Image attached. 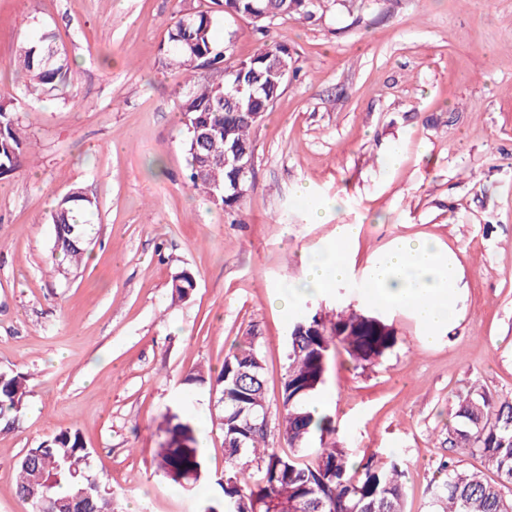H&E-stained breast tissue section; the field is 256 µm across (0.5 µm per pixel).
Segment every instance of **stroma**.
I'll list each match as a JSON object with an SVG mask.
<instances>
[{"label":"stroma","mask_w":512,"mask_h":512,"mask_svg":"<svg viewBox=\"0 0 512 512\" xmlns=\"http://www.w3.org/2000/svg\"><path fill=\"white\" fill-rule=\"evenodd\" d=\"M210 0H0V100L25 133L20 167L0 178V371L29 394L0 421V512H28L16 465L28 448L79 430L112 512H199L220 499L224 434L208 386L246 336L261 337L269 431L280 439L288 333L304 310L327 321L371 310L365 268L393 241L432 237L460 262L456 319L435 343L407 309L381 310L396 337L375 363L335 346L321 394L334 434L359 462L400 460L405 512H431L448 457L452 404L472 386L512 401V0H336L321 20L275 21L298 73L253 134L255 176L239 211L194 193L178 103L183 78L155 67L181 14ZM54 33L73 94L41 99L15 78L22 41ZM215 36L236 58L263 43L242 18ZM95 198L81 267L51 273V212L71 188ZM359 225L350 278L284 310L301 254L337 225ZM190 270V299L171 303ZM205 438V473L185 491L159 468L173 416ZM196 286L194 275L183 270L176 275L170 285V299L172 303H177L189 298Z\"/></svg>","instance_id":"obj_1"}]
</instances>
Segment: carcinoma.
I'll use <instances>...</instances> for the list:
<instances>
[{
    "instance_id": "cac0c4a2",
    "label": "carcinoma",
    "mask_w": 512,
    "mask_h": 512,
    "mask_svg": "<svg viewBox=\"0 0 512 512\" xmlns=\"http://www.w3.org/2000/svg\"><path fill=\"white\" fill-rule=\"evenodd\" d=\"M226 17L249 21L260 34L277 19H316L320 0H211ZM213 11L182 15L167 31L158 66L178 71L191 81L202 69L223 75V84L205 81L181 98L178 110L184 126H201L213 142L201 146L187 132L190 187L215 205L233 210L242 195L235 190V173L224 160V149H253V121L249 113L269 106L281 93L280 69L294 71L295 60L287 45L265 44L245 59L231 56L228 46L213 38ZM70 63L54 37L21 43L16 74L33 93H64L70 85ZM23 140L19 120L7 102L0 101V176L21 161ZM97 208V200L73 188L56 203L51 214L55 238L53 252L71 265L79 264L91 241L89 225L77 216ZM196 286L184 270L170 285L171 302L189 298ZM339 344L358 363H372L395 344L390 325L377 316L351 312L328 325L321 313L308 311L293 324L288 337V366L281 382L280 436L293 449L285 455L269 446V432L248 428L257 407L266 405L264 361L258 336L250 334L224 357L216 375L198 371L188 384H209L223 404L217 416L224 432V454L230 468L220 483L222 502L210 505L217 512H236V504L256 498L264 512H405V471L396 463L366 462L353 466L351 449L323 448L312 462L302 459L309 438L333 432L327 418L317 419L308 403L324 383L331 347ZM29 390L23 376L0 371V418H11L25 406ZM448 444L479 456L491 467L484 477L450 458L442 464L446 479L437 487L435 512H512V402L496 401L475 387L459 398L452 412ZM159 466L174 483L189 488L200 480L203 460L198 439L188 421L165 429ZM91 451L78 430H65L30 448L17 467L18 495L34 507L54 498L53 512H109L112 490L94 478Z\"/></svg>"
}]
</instances>
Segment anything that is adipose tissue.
Here are the masks:
<instances>
[{
    "mask_svg": "<svg viewBox=\"0 0 512 512\" xmlns=\"http://www.w3.org/2000/svg\"><path fill=\"white\" fill-rule=\"evenodd\" d=\"M357 237L352 224L336 227L333 241L322 251L302 256L304 276L287 285L277 300L281 308H292L304 296H318L350 275L349 246ZM458 261L430 239H397L364 271L370 297L385 307H408L414 317L437 334L455 317Z\"/></svg>",
    "mask_w": 512,
    "mask_h": 512,
    "instance_id": "adipose-tissue-1",
    "label": "adipose tissue"
}]
</instances>
